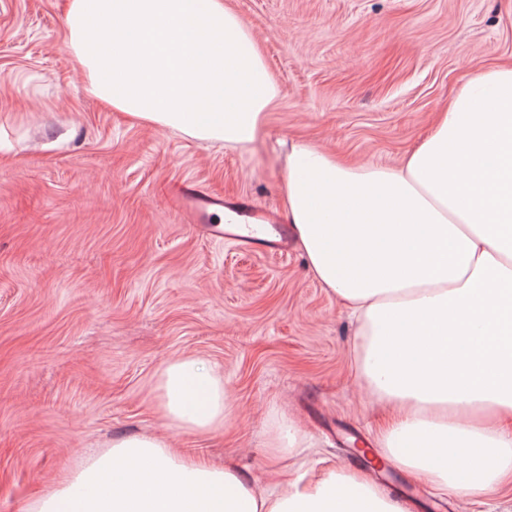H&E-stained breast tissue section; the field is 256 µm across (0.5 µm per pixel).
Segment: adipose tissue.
Segmentation results:
<instances>
[{
	"label": "adipose tissue",
	"mask_w": 512,
	"mask_h": 512,
	"mask_svg": "<svg viewBox=\"0 0 512 512\" xmlns=\"http://www.w3.org/2000/svg\"><path fill=\"white\" fill-rule=\"evenodd\" d=\"M68 47L106 106L204 142L249 149L281 94L232 0H68ZM284 214L322 288L357 322L354 360L392 416L383 461L439 495L512 491V64L478 72L396 167L351 165L292 141ZM153 408L181 434L223 429L216 365L159 372ZM308 441L272 412L264 446ZM25 512H410L362 473L297 471L258 489L232 464L153 434L113 439Z\"/></svg>",
	"instance_id": "obj_1"
}]
</instances>
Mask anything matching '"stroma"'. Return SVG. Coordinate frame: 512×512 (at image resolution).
<instances>
[{
  "label": "stroma",
  "mask_w": 512,
  "mask_h": 512,
  "mask_svg": "<svg viewBox=\"0 0 512 512\" xmlns=\"http://www.w3.org/2000/svg\"><path fill=\"white\" fill-rule=\"evenodd\" d=\"M66 0H0V512L113 438L152 433L266 484L271 409L310 436L298 462L367 474L384 421L353 362L356 326L304 257L241 253L182 223L167 187L195 178L280 215L284 141L399 165L471 74L512 60V0H233L281 95L247 151L132 121L90 92L67 49ZM224 369L222 432L170 430L152 408L168 360ZM413 512L436 502L394 469Z\"/></svg>",
  "instance_id": "stroma-1"
}]
</instances>
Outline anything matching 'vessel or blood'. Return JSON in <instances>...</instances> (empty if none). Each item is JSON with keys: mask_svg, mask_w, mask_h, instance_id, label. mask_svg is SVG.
<instances>
[{"mask_svg": "<svg viewBox=\"0 0 512 512\" xmlns=\"http://www.w3.org/2000/svg\"><path fill=\"white\" fill-rule=\"evenodd\" d=\"M172 201L186 223L204 225L211 237H228L234 240L239 248L248 252L262 246L273 256H282L286 253L285 237L259 241V221L263 219L264 213L248 197H227L220 193L208 192L196 179L188 178L177 185L172 194ZM221 208L235 214L234 227L226 230L213 222L215 211Z\"/></svg>", "mask_w": 512, "mask_h": 512, "instance_id": "1", "label": "vessel or blood"}]
</instances>
